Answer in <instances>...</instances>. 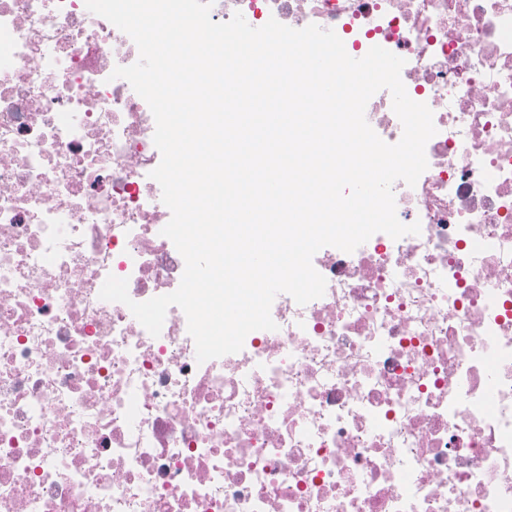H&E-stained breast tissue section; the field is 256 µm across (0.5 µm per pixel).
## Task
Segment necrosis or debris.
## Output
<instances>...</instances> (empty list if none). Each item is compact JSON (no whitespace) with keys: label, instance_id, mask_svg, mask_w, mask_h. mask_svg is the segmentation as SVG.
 Instances as JSON below:
<instances>
[{"label":"necrosis or debris","instance_id":"obj_1","mask_svg":"<svg viewBox=\"0 0 512 512\" xmlns=\"http://www.w3.org/2000/svg\"><path fill=\"white\" fill-rule=\"evenodd\" d=\"M347 53L401 57L436 134L399 221L320 249L323 297L197 363L99 297L171 293L185 262L150 173L134 41L85 0H0V512H512V0H214ZM365 117L402 124L383 89Z\"/></svg>","mask_w":512,"mask_h":512}]
</instances>
